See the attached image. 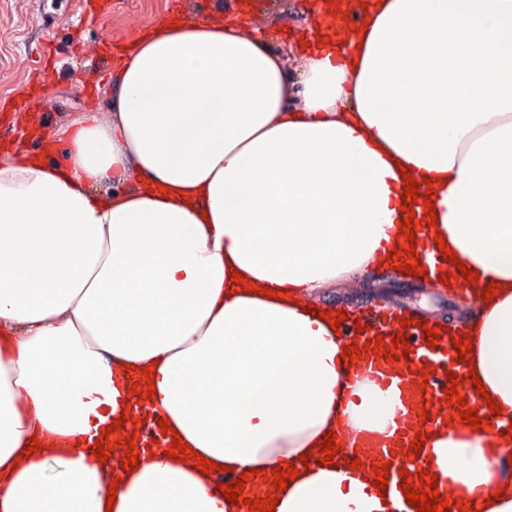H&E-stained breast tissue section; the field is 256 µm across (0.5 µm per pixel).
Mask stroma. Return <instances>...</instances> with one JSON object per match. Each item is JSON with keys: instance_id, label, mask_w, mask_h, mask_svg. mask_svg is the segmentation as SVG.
<instances>
[{"instance_id": "35a3bbf8", "label": "stroma", "mask_w": 512, "mask_h": 512, "mask_svg": "<svg viewBox=\"0 0 512 512\" xmlns=\"http://www.w3.org/2000/svg\"><path fill=\"white\" fill-rule=\"evenodd\" d=\"M306 0H0V142L38 153L25 136L29 120L52 129L76 112L106 115L107 87L118 84L114 55L127 49L159 16L240 14L248 29L293 69L301 35L317 21ZM323 302L360 310L371 306L427 308L461 322L464 295L410 281L386 268L368 270L356 287L333 288Z\"/></svg>"}]
</instances>
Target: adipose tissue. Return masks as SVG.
Listing matches in <instances>:
<instances>
[{"instance_id":"1","label":"adipose tissue","mask_w":512,"mask_h":512,"mask_svg":"<svg viewBox=\"0 0 512 512\" xmlns=\"http://www.w3.org/2000/svg\"><path fill=\"white\" fill-rule=\"evenodd\" d=\"M358 21L293 77L234 19L161 18L118 61L115 112L51 131L60 159L0 152V512H238L222 466L237 478L304 453L274 512H416L322 463L331 431L387 443L401 402L350 381L346 340L308 311L397 248L406 171L436 187L426 234L450 250L431 278L452 253L477 272L455 281L465 324L416 320L467 335L512 422V0H366ZM236 272L259 292L235 290ZM149 366L144 402L128 387ZM143 402L218 471L160 452L117 476L82 444ZM431 432L438 490L512 512L497 495L512 436Z\"/></svg>"}]
</instances>
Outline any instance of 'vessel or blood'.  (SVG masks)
Masks as SVG:
<instances>
[{"mask_svg":"<svg viewBox=\"0 0 512 512\" xmlns=\"http://www.w3.org/2000/svg\"><path fill=\"white\" fill-rule=\"evenodd\" d=\"M400 311L391 309L383 313L365 316L364 321L367 328L364 332H356L350 327H343L342 334L347 341L364 344L361 362L351 369L352 378H359L365 375L377 377L380 383L395 381L400 392V398L405 406L409 420L400 424L395 434V443L385 448H376L372 445H365L357 453V459L366 465L372 466L378 463H385L389 466V479L395 491H402L403 475L418 476L420 470L431 469L432 463L429 459V449H422L418 460H411L405 450L419 432L421 426H435L436 418H421L419 415L420 401L430 402L432 407H439L446 403V393L450 382L449 374L461 375L465 372V364L461 362L459 352L453 345H427L422 333L414 326H401ZM408 333V354L404 363L398 364L394 376L382 375L378 367L380 356L377 347H374L373 340L376 335H384L386 340H394L397 333ZM425 381V389H418V381ZM136 419L126 422L121 433L110 434V442H118L120 435L137 433V446L141 455L147 456L153 453L154 449L166 448L167 443L162 439V433L157 419L150 409L142 408L136 411Z\"/></svg>","mask_w":512,"mask_h":512,"instance_id":"1","label":"vessel or blood"}]
</instances>
